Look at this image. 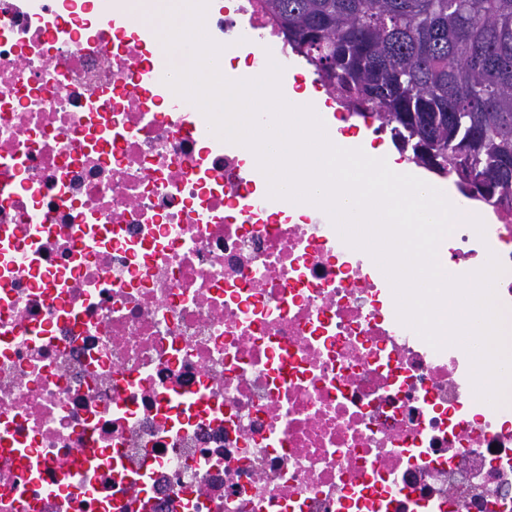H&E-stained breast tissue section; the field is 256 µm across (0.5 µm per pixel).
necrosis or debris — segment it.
I'll list each match as a JSON object with an SVG mask.
<instances>
[{"label": "necrosis or debris", "mask_w": 512, "mask_h": 512, "mask_svg": "<svg viewBox=\"0 0 512 512\" xmlns=\"http://www.w3.org/2000/svg\"><path fill=\"white\" fill-rule=\"evenodd\" d=\"M205 27L288 52L262 0ZM154 39L129 0H0V512H512V393L478 400L324 210L259 192ZM494 214L448 253L497 256L512 348Z\"/></svg>", "instance_id": "obj_1"}]
</instances>
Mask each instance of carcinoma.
I'll return each instance as SVG.
<instances>
[{"instance_id": "carcinoma-1", "label": "carcinoma", "mask_w": 512, "mask_h": 512, "mask_svg": "<svg viewBox=\"0 0 512 512\" xmlns=\"http://www.w3.org/2000/svg\"><path fill=\"white\" fill-rule=\"evenodd\" d=\"M330 92L409 158L512 202V0H263Z\"/></svg>"}]
</instances>
